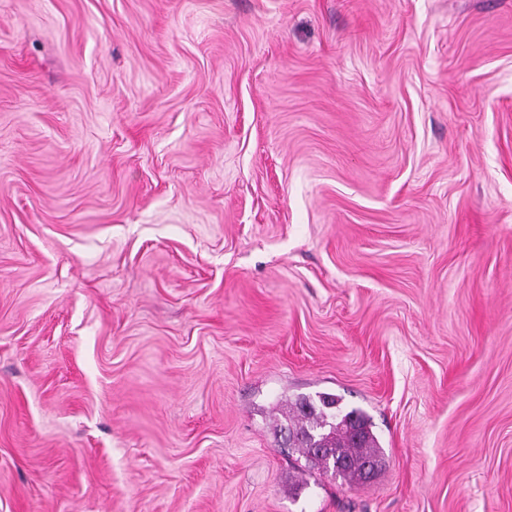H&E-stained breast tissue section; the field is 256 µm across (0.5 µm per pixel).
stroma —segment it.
I'll list each match as a JSON object with an SVG mask.
<instances>
[{"instance_id":"1","label":"stroma","mask_w":512,"mask_h":512,"mask_svg":"<svg viewBox=\"0 0 512 512\" xmlns=\"http://www.w3.org/2000/svg\"><path fill=\"white\" fill-rule=\"evenodd\" d=\"M0 512H512V0H0ZM342 402L341 396L331 392L301 396L289 402V413L285 423L277 425V434H283L288 447L295 448L304 459V472L332 471L347 484H365L382 467V447L371 417L360 409L346 410ZM315 444L319 447L314 448ZM310 448L325 452L312 456Z\"/></svg>"}]
</instances>
